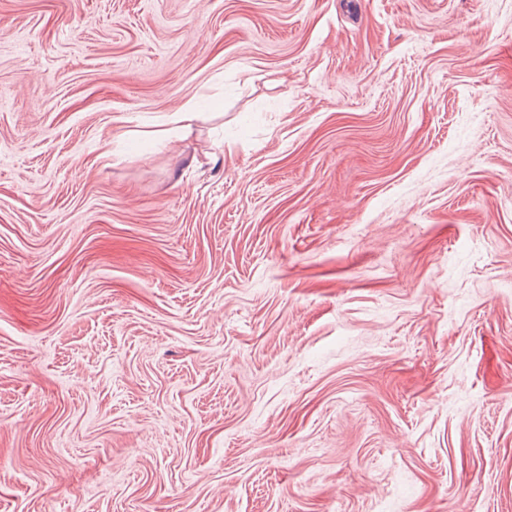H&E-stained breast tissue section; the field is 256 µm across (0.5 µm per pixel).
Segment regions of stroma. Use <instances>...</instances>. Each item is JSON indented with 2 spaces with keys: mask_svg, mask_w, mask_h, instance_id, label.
<instances>
[{
  "mask_svg": "<svg viewBox=\"0 0 512 512\" xmlns=\"http://www.w3.org/2000/svg\"><path fill=\"white\" fill-rule=\"evenodd\" d=\"M0 512H512V0H0Z\"/></svg>",
  "mask_w": 512,
  "mask_h": 512,
  "instance_id": "obj_1",
  "label": "stroma"
}]
</instances>
